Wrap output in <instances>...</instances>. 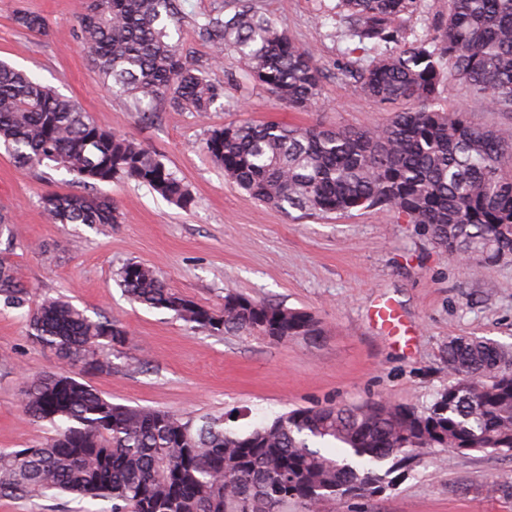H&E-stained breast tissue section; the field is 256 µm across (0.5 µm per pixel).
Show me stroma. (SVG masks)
Masks as SVG:
<instances>
[{
  "mask_svg": "<svg viewBox=\"0 0 512 512\" xmlns=\"http://www.w3.org/2000/svg\"><path fill=\"white\" fill-rule=\"evenodd\" d=\"M248 3L313 51L323 72L319 107L285 108L248 79L233 56L215 64V47L200 26L206 15L233 12L239 0H177L171 40L223 85L224 97L204 119L160 102L146 120L131 98L103 84L77 41L81 0H0V60L157 154L194 199L183 209L127 179L87 188L62 169H18L0 147V215L13 223L0 251L9 250L29 292L28 308L0 305V450L38 447L48 435L46 424L22 405L30 376L62 368L28 326L29 307L47 297L69 300L91 317H112L128 332V345L110 354L111 370L81 375L110 401L198 416L233 409L235 430L314 405L386 399L425 406L448 385L449 340L473 336L512 346V260L473 274L421 225L385 210L283 213L238 189L206 154L209 131L229 124L365 129L391 117L350 74L363 53L347 36L349 19L337 11V0ZM21 12L44 16L47 34L18 27L14 18ZM441 104L478 125L512 127L511 112L490 111L449 79ZM53 193L109 199L123 219L104 227L53 223L41 205L42 196ZM130 261L156 268L170 288L211 309H223L225 295L236 293L309 312L323 334L313 342H274L190 330L171 312L128 300L116 272ZM382 298L396 303L409 334L376 329L371 312ZM111 510L106 500L0 497V512ZM319 512H512V455H425L390 474L382 493L336 497Z\"/></svg>",
  "mask_w": 512,
  "mask_h": 512,
  "instance_id": "1",
  "label": "stroma"
}]
</instances>
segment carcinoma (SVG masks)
Returning <instances> with one entry per match:
<instances>
[{
  "mask_svg": "<svg viewBox=\"0 0 512 512\" xmlns=\"http://www.w3.org/2000/svg\"><path fill=\"white\" fill-rule=\"evenodd\" d=\"M354 19L348 36L371 56L363 90L393 107L385 124L360 131L278 122L211 130L204 149L224 175L257 202L309 215L383 208L424 224L434 243L474 269L512 256V128L474 125L442 108L451 77L493 112H512V0H449L448 15L426 33L398 42L396 23L417 0H340ZM175 0H84L79 34L104 83L139 111L166 101L201 118L224 86L191 67L169 42ZM16 23L39 35L45 18ZM218 58L228 51L280 104L304 111L320 101L313 54L243 5L205 17ZM0 144L15 166L65 169L86 185L124 176L175 205L188 187L135 139L106 130L71 99L0 63ZM42 207L57 224L120 222L112 202L52 194ZM117 281L129 299L164 309L210 334L314 340L310 313L229 293L216 311L167 287L152 267L128 262ZM20 269L0 256V301L26 306ZM30 334L67 365L109 370L107 353L127 332L48 297L29 314ZM448 387L425 408L385 400L291 410L248 432L224 416L178 415L114 404L65 373L36 374L23 406L50 427L39 448L0 451V496L106 498L112 512H307L338 494H378L379 465L409 463L421 451L512 453V348L462 336L448 341ZM335 448L337 452H326Z\"/></svg>",
  "mask_w": 512,
  "mask_h": 512,
  "instance_id": "cac0c4a2",
  "label": "carcinoma"
}]
</instances>
